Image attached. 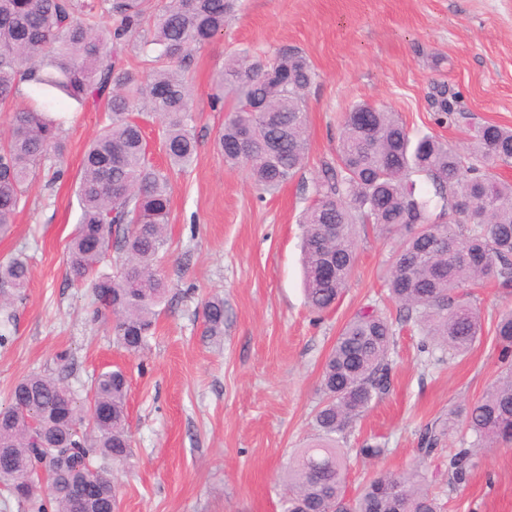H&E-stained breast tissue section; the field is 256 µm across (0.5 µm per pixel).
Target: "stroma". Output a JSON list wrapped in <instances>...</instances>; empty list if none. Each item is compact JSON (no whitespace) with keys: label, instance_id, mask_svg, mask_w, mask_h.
Listing matches in <instances>:
<instances>
[{"label":"stroma","instance_id":"stroma-1","mask_svg":"<svg viewBox=\"0 0 512 512\" xmlns=\"http://www.w3.org/2000/svg\"><path fill=\"white\" fill-rule=\"evenodd\" d=\"M292 47L315 76L305 92V168L277 193H260L248 172L214 148L224 107L214 78L243 49ZM200 148L172 172L167 245L160 270L169 284L147 348L127 355L109 320L93 315L90 288L66 277V245L79 218L75 194L87 143L107 122L103 108L61 96L65 175L41 166L26 204L5 235L0 263L23 257V295L0 308V405L13 385L40 372L66 375L82 390L121 366L129 379L132 455L116 466L115 512H280L283 468L313 441L326 358L345 323L383 299L399 247L367 230L335 309L312 313L303 292L298 219L324 163L336 157L341 120L356 101L397 112L412 132L466 146L486 122L512 127V0H236L224 30L203 45L188 72ZM458 93L463 116L439 123L434 88ZM224 299V333L203 334L202 305ZM481 336L461 356L428 363L421 336L400 326L391 353L392 386L357 423L351 448L387 442L388 455L349 458L350 484L404 468L427 424L479 399L501 369L493 322L512 308V289L473 290ZM444 512H512V444L481 450L469 482L444 487Z\"/></svg>","mask_w":512,"mask_h":512}]
</instances>
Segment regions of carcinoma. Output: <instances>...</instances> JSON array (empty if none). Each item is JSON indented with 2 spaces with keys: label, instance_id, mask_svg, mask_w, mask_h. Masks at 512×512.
I'll return each mask as SVG.
<instances>
[{
  "label": "carcinoma",
  "instance_id": "obj_1",
  "mask_svg": "<svg viewBox=\"0 0 512 512\" xmlns=\"http://www.w3.org/2000/svg\"><path fill=\"white\" fill-rule=\"evenodd\" d=\"M142 0H0V106L12 112L0 143V231L13 223L40 166L64 153L62 121L49 100L58 93L103 102L110 123L89 142L76 194L81 215L70 238L67 278L92 289L96 316L112 317V335L136 356L154 334L169 285L160 272L170 215V171L188 167L198 152L193 132V51L224 30L233 0H164L141 41L149 62L139 80L120 55L143 20ZM105 17L116 20L108 31ZM314 76L300 52L272 57L246 50L217 74V102L230 100L214 148L231 167L249 173L272 194L303 168L308 155L304 91ZM42 99L15 107L22 88ZM441 119L459 115V95L434 99ZM161 125L169 168L149 159L138 115ZM512 164V128L486 123L466 151L432 134L411 133L397 113L367 101L345 113L336 158L313 181V203L300 221L304 291L311 311L335 307L356 262L357 225L371 224L400 247L385 281L399 321L425 338L421 351L466 353L482 330L468 288L493 278L512 288V183L493 170ZM460 218L448 223V211ZM119 232L121 265L109 273L112 234ZM28 263H0L5 288L21 291ZM205 335L224 330V299L202 308ZM495 335L503 359L512 356V309L498 314ZM394 321L377 305L356 312L326 358L323 399L314 414L317 437L289 459L281 512H442L432 492L439 471L427 460L457 428L471 437L448 456V485L467 483L476 449L512 440V364L480 400L424 429L418 458L349 492L343 444L359 418L390 388ZM129 383L117 367L99 373L85 396L62 377L30 373L0 407V446L11 467L4 487L25 512H112L120 487L112 464L131 455L126 400ZM110 419L88 423L91 405ZM49 495L43 496V485Z\"/></svg>",
  "mask_w": 512,
  "mask_h": 512
}]
</instances>
